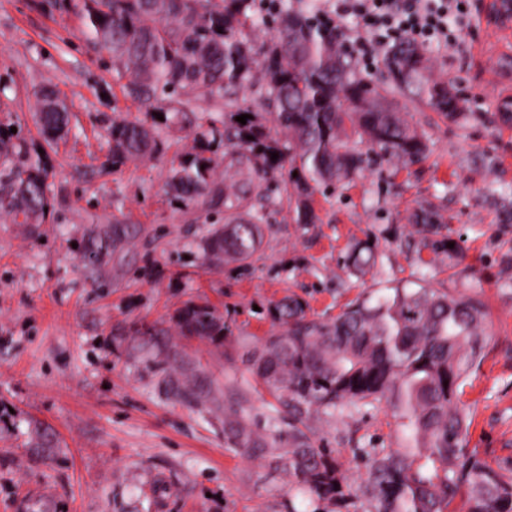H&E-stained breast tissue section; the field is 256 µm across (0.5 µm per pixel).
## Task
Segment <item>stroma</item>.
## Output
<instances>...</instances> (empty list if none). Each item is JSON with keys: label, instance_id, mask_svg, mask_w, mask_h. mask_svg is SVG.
<instances>
[{"label": "stroma", "instance_id": "stroma-1", "mask_svg": "<svg viewBox=\"0 0 512 512\" xmlns=\"http://www.w3.org/2000/svg\"><path fill=\"white\" fill-rule=\"evenodd\" d=\"M489 3L468 0L466 15H449L463 34L455 46L424 48L463 97L465 119L398 96L426 157L372 155L359 175L315 193L317 223L281 211L244 268L203 258L201 243L224 215L223 182L188 205L165 186L214 102L198 98L194 111L160 124L158 153L113 165L108 128L140 112L71 0H0V123H19L50 170L40 223L0 218V512H325L289 492L274 458L230 448L224 381L237 379L265 421L272 398L251 360L279 329L271 306L295 296L330 318L396 286L486 303L482 361L462 386L468 449L512 466V219L499 205L512 192V124L499 119L512 31L489 23ZM46 85L71 114L68 135L49 144L30 111ZM425 201L442 214L452 252L434 249L413 222ZM368 243L376 266L348 273L345 258ZM191 306L209 307L229 333L180 335ZM170 375L196 380L201 404L175 395ZM311 425L355 488L364 449L403 442L383 402L321 413Z\"/></svg>", "mask_w": 512, "mask_h": 512}]
</instances>
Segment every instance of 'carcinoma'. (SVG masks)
Instances as JSON below:
<instances>
[{
    "label": "carcinoma",
    "mask_w": 512,
    "mask_h": 512,
    "mask_svg": "<svg viewBox=\"0 0 512 512\" xmlns=\"http://www.w3.org/2000/svg\"><path fill=\"white\" fill-rule=\"evenodd\" d=\"M266 13L255 0H75L87 37L128 78L126 95L143 117L114 121L112 164L159 151L155 114L193 111L201 95L221 103L224 119L210 118L193 131L192 152L167 172L169 191L185 203L215 183L208 137L224 139V225L204 240V251L250 265L263 225L283 207L298 224H313L316 187L362 170L368 154L349 145L357 135L385 155L418 161L423 136L405 123L380 88L357 76L336 44V33L270 0ZM272 31L259 46L251 28ZM386 92L413 94L451 122L465 118L463 103L447 82L432 76L424 51L405 39L383 56ZM46 88L35 121L45 142L68 125L66 110H53ZM251 119L242 124L236 117ZM277 160H271V153ZM48 169L27 142L0 129V213L28 222L47 207ZM425 233L439 232L442 217L430 203L414 214ZM373 248L349 258L358 272L376 265ZM283 330L267 337L251 369L280 404L268 434L252 428L246 397L232 383L224 401V436L247 456L274 455L289 488L323 500L344 501L352 490L333 451L316 445L312 413H343L376 402L393 405L402 419V448H376L365 463L362 493L375 512H448L466 496V512H512V467H491L466 448V416L459 389L478 366L487 317L484 302L433 288L396 287L347 306L336 318L308 315L288 298L272 308ZM184 336H222L226 326L206 307L187 310ZM176 394L199 401L189 379L169 381Z\"/></svg>",
    "instance_id": "cac0c4a2"
}]
</instances>
